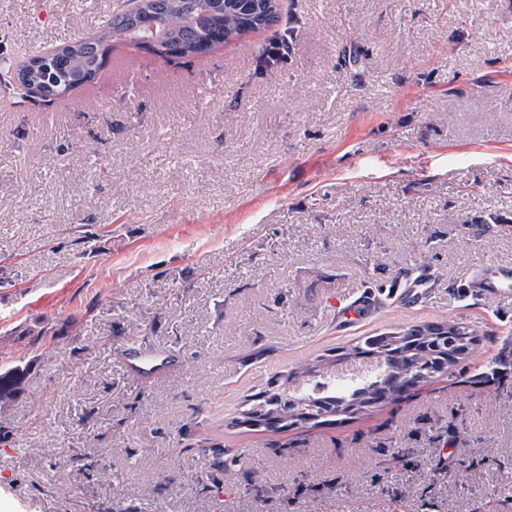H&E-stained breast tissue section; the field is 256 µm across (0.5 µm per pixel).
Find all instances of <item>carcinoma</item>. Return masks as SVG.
Listing matches in <instances>:
<instances>
[{
  "label": "carcinoma",
  "instance_id": "obj_1",
  "mask_svg": "<svg viewBox=\"0 0 512 512\" xmlns=\"http://www.w3.org/2000/svg\"><path fill=\"white\" fill-rule=\"evenodd\" d=\"M258 16L225 0H115L107 24L94 36L74 40L49 58L33 56L18 72H0V89L15 93L24 83L43 91L41 100L51 102L62 93L95 79L103 67L104 45L121 40L140 42L156 27L159 57L166 60L193 58L216 46L241 39L247 31L261 29ZM477 330L461 322L425 323L413 329L367 336L348 351L326 362L343 367L356 360L376 364L378 373L346 391L314 392L297 379L310 372L304 367L288 375V387L265 395L245 413L267 429L280 430L298 423L314 424L329 417L355 416L376 405L395 403L408 392L429 381L436 365L446 368L474 352ZM25 371L16 367L0 372V402L10 401L21 389Z\"/></svg>",
  "mask_w": 512,
  "mask_h": 512
}]
</instances>
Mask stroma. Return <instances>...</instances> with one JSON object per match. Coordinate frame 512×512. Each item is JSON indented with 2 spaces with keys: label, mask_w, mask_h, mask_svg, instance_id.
Segmentation results:
<instances>
[{
  "label": "stroma",
  "mask_w": 512,
  "mask_h": 512,
  "mask_svg": "<svg viewBox=\"0 0 512 512\" xmlns=\"http://www.w3.org/2000/svg\"><path fill=\"white\" fill-rule=\"evenodd\" d=\"M113 3L0 0V59ZM279 3L283 66L258 61L268 28L190 60L115 47L49 107L0 97V368L27 372L0 405V512H512V372L473 381L512 299L470 291L512 277V0ZM449 319L480 329L453 377L243 424L298 364Z\"/></svg>",
  "instance_id": "obj_1"
}]
</instances>
